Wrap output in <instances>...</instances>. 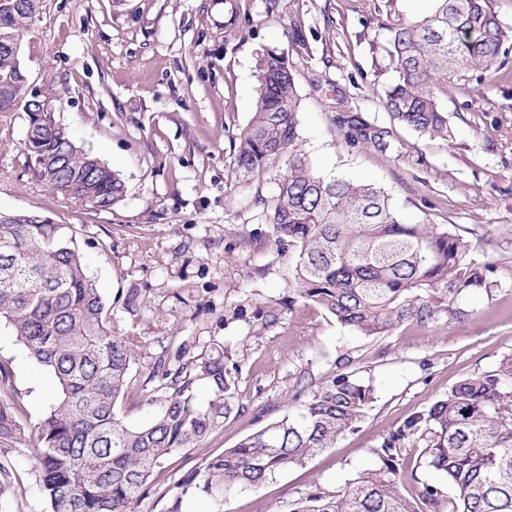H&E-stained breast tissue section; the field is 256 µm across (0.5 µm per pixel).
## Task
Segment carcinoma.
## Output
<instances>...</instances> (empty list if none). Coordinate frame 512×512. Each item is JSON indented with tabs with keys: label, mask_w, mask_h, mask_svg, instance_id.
I'll return each mask as SVG.
<instances>
[{
	"label": "carcinoma",
	"mask_w": 512,
	"mask_h": 512,
	"mask_svg": "<svg viewBox=\"0 0 512 512\" xmlns=\"http://www.w3.org/2000/svg\"><path fill=\"white\" fill-rule=\"evenodd\" d=\"M423 17L390 28L387 53L396 80L383 93L392 123L340 109L333 123L348 142L382 156L396 149L395 124L448 138V80L465 71L492 73L508 37L490 0H433ZM36 13L25 0H0V32L22 39ZM259 92L248 126L238 136L235 162L245 174L286 158L276 202L267 215L275 244L293 256L291 278L302 306L330 315L365 336L404 324L423 325L434 311L425 295L442 288L448 301L485 285L489 267L468 260L469 244L433 224L402 221L388 195L373 183L315 174L293 149L300 102L284 56L266 50L256 59ZM17 104L32 116L27 157L41 180L95 211L112 208L124 183L107 165L61 131L46 103L27 95L20 60L0 47V112ZM10 327L35 361L49 369L59 397L37 428L35 465L49 512H135L164 460L194 448L237 414L238 365L224 346L190 357L175 370L158 364L166 381L150 396L158 407L146 426L118 418L119 398L137 353L129 336L112 333L109 309L88 275L82 253L60 224L28 213L0 220V323ZM210 389L205 402L195 387ZM373 401L372 388L338 375L317 386L294 414L271 422L235 447L205 461L184 483L183 497L202 494L224 505L237 489H258L304 464L355 429ZM419 435L428 465L454 491L448 512H512V360L467 376L428 409L409 417L373 449L372 464L335 492L293 503L290 512H422L444 497L424 484L418 498L400 490L405 439ZM25 438L9 397L0 395V447Z\"/></svg>",
	"instance_id": "cac0c4a2"
}]
</instances>
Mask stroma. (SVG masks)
I'll return each instance as SVG.
<instances>
[{"label":"stroma","instance_id":"1","mask_svg":"<svg viewBox=\"0 0 512 512\" xmlns=\"http://www.w3.org/2000/svg\"><path fill=\"white\" fill-rule=\"evenodd\" d=\"M509 36L498 73L458 74L448 84L450 139L396 129L382 156L347 143L337 104L380 123L396 74L391 24L427 15L432 0H43L20 58L28 92L49 101L74 141L125 184L107 211L56 194L27 160L24 111L0 112V210L46 216L73 234L111 312L112 329L137 344L117 414L146 425L158 360L177 365L223 343L239 366L238 416L156 471L137 512H169L170 488L207 458L293 412L336 375L371 386L358 427L260 489L230 493L224 512H290L334 492L371 462L390 431L445 396L464 377L512 359V0H491ZM299 28L305 45L289 32ZM265 50L288 61L298 93L297 150L314 172L374 183L408 223L463 236L487 285L449 302L438 290L433 319L363 336L331 316L290 305V254L278 251L266 214L286 172L268 162L249 178L234 141L255 107V62ZM139 304L126 308L129 289ZM0 365L20 422L35 428L59 388L0 325ZM404 494L439 481L423 444L405 442ZM34 440L0 447V512H48Z\"/></svg>","mask_w":512,"mask_h":512}]
</instances>
